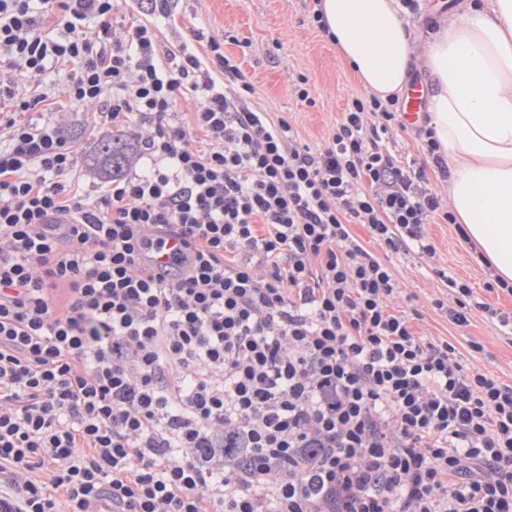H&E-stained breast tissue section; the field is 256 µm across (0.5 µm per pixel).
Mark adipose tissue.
<instances>
[{
  "label": "adipose tissue",
  "instance_id": "adipose-tissue-1",
  "mask_svg": "<svg viewBox=\"0 0 512 512\" xmlns=\"http://www.w3.org/2000/svg\"><path fill=\"white\" fill-rule=\"evenodd\" d=\"M325 35L369 94H401L412 60L431 84L429 128L448 163V205L512 283V0H456L425 40L400 0H317Z\"/></svg>",
  "mask_w": 512,
  "mask_h": 512
}]
</instances>
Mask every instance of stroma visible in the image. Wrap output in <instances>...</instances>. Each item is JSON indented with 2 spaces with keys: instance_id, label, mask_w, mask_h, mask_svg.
<instances>
[{
  "instance_id": "stroma-1",
  "label": "stroma",
  "mask_w": 512,
  "mask_h": 512,
  "mask_svg": "<svg viewBox=\"0 0 512 512\" xmlns=\"http://www.w3.org/2000/svg\"><path fill=\"white\" fill-rule=\"evenodd\" d=\"M172 8L173 21L160 27L162 42L202 55L207 52V39L222 43L254 86L255 106L271 117L288 118L309 146L324 145L350 99L363 92L335 45L315 22L314 0H174ZM302 77L307 80L313 104L300 101L295 93ZM33 118L64 125L77 140L83 187L91 189L98 173L96 153L101 140L92 130L94 115L46 111L34 113ZM425 230L436 248L435 266L469 285L480 300L512 314V294L500 289L487 291L490 276L479 252L459 235L455 225L437 218ZM385 262L402 289L403 297L398 301L401 310L414 307L421 314L414 323L416 332L449 340L464 360L512 383V339L506 338L498 321L477 310L469 325H453L432 304L447 288L438 277L426 274L422 259L414 254L392 255ZM475 342L482 344V352L472 351Z\"/></svg>"
}]
</instances>
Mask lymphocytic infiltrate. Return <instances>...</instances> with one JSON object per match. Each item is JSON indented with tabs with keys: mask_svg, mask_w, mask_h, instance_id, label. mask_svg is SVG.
Segmentation results:
<instances>
[{
	"mask_svg": "<svg viewBox=\"0 0 512 512\" xmlns=\"http://www.w3.org/2000/svg\"><path fill=\"white\" fill-rule=\"evenodd\" d=\"M170 2L119 38L118 0H0V512H512V385L415 334L351 232L431 259L454 221L382 147L398 97L312 151L219 42L162 45ZM55 68L147 170L76 189L77 142L14 82ZM155 229L188 272L143 265ZM448 286L453 324L512 330Z\"/></svg>",
	"mask_w": 512,
	"mask_h": 512,
	"instance_id": "1",
	"label": "lymphocytic infiltrate"
}]
</instances>
